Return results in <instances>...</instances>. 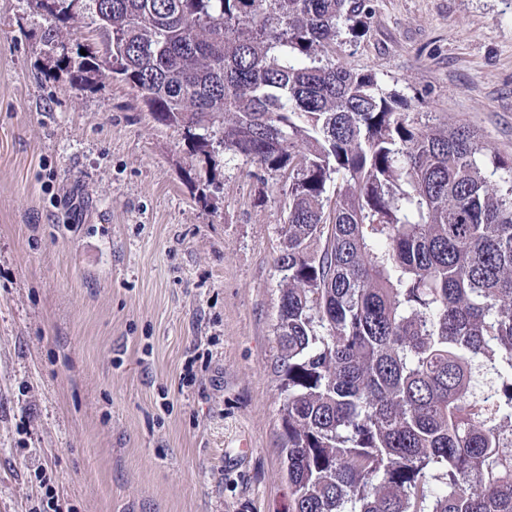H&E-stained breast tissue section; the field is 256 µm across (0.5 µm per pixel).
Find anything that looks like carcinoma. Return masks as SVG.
Segmentation results:
<instances>
[{
    "mask_svg": "<svg viewBox=\"0 0 512 512\" xmlns=\"http://www.w3.org/2000/svg\"><path fill=\"white\" fill-rule=\"evenodd\" d=\"M90 13L155 118L288 173L275 328L288 512H512V163L332 60L369 0H33Z\"/></svg>",
    "mask_w": 512,
    "mask_h": 512,
    "instance_id": "carcinoma-1",
    "label": "carcinoma"
}]
</instances>
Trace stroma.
<instances>
[{
    "label": "stroma",
    "mask_w": 512,
    "mask_h": 512,
    "mask_svg": "<svg viewBox=\"0 0 512 512\" xmlns=\"http://www.w3.org/2000/svg\"><path fill=\"white\" fill-rule=\"evenodd\" d=\"M0 0V512H285L288 177L78 86ZM336 60L512 160V0H371Z\"/></svg>",
    "instance_id": "35a3bbf8"
}]
</instances>
